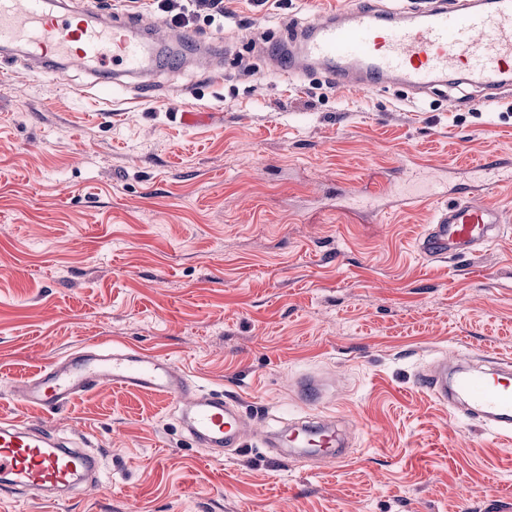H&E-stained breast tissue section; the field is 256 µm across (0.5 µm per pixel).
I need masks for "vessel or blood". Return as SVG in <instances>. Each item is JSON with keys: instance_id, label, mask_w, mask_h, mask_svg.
Returning <instances> with one entry per match:
<instances>
[{"instance_id": "1", "label": "vessel or blood", "mask_w": 512, "mask_h": 512, "mask_svg": "<svg viewBox=\"0 0 512 512\" xmlns=\"http://www.w3.org/2000/svg\"><path fill=\"white\" fill-rule=\"evenodd\" d=\"M296 50L278 52L277 68L291 72L318 66L336 88L369 91L388 83L418 93L458 77L478 88L482 101L498 98L512 84V0H428L399 15L351 0L348 7L291 29ZM0 47L23 49L41 74L59 76L68 68L88 72L95 83L120 84L146 72L160 42L148 43L131 17L86 11L79 0H0ZM396 205L436 204L416 249L426 259L473 254L502 233L498 207L472 196L449 199L446 182L430 178L408 162L398 170ZM441 359L422 371L421 385L458 415L473 417L503 436L512 435V362L493 357L485 368L449 371ZM119 386L179 401L182 429L212 460L237 453L251 432L239 403L227 394L195 385L171 361L132 347L93 342L50 362L12 390L45 413L104 386ZM308 403L323 399L329 382L306 377L296 384ZM335 425L315 420L267 431L265 446L284 442L308 447L326 465L345 458L337 448ZM99 460L58 440L43 424L18 426L0 418V491L35 492L47 500L73 491L78 483L100 486Z\"/></svg>"}]
</instances>
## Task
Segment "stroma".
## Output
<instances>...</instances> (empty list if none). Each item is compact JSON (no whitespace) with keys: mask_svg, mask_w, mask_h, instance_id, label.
Returning a JSON list of instances; mask_svg holds the SVG:
<instances>
[{"mask_svg":"<svg viewBox=\"0 0 512 512\" xmlns=\"http://www.w3.org/2000/svg\"><path fill=\"white\" fill-rule=\"evenodd\" d=\"M344 3L224 0L223 25L197 34L216 58L163 69L146 103L0 58V382L94 340L134 345L256 425L334 416L348 460L283 463L251 443L212 461L150 393L101 388L46 416L0 392L19 424L91 434L106 476L78 500L0 512H512V441L416 384L445 352L512 358V184L488 195L504 235L445 262L413 247L433 207L350 201L384 196L404 159L473 191L469 166L512 159V94L341 93L253 47ZM327 375L336 399L297 398V379Z\"/></svg>","mask_w":512,"mask_h":512,"instance_id":"1","label":"stroma"}]
</instances>
